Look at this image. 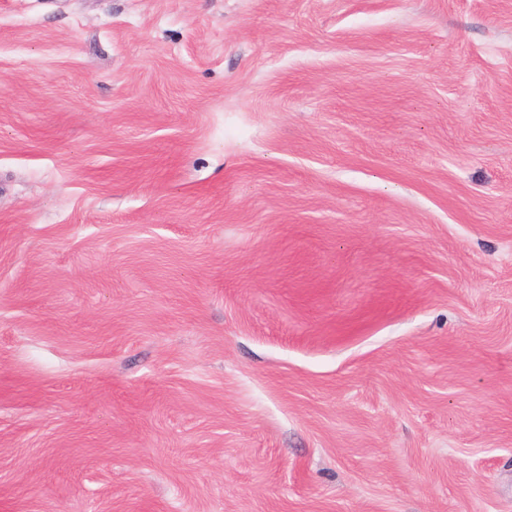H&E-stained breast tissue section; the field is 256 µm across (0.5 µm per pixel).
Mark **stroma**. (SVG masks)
I'll return each instance as SVG.
<instances>
[{"label":"stroma","instance_id":"35a3bbf8","mask_svg":"<svg viewBox=\"0 0 512 512\" xmlns=\"http://www.w3.org/2000/svg\"><path fill=\"white\" fill-rule=\"evenodd\" d=\"M0 512H512V0H0Z\"/></svg>","mask_w":512,"mask_h":512}]
</instances>
